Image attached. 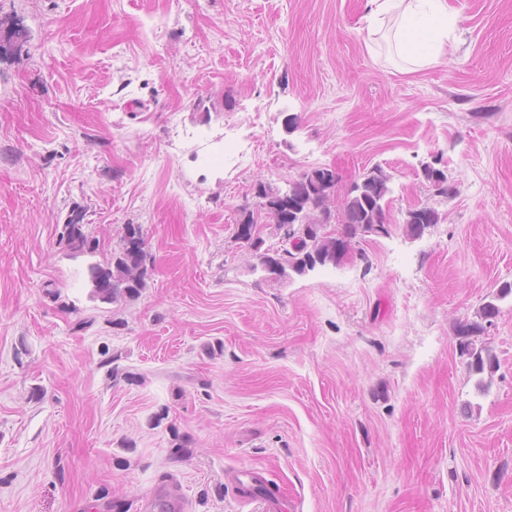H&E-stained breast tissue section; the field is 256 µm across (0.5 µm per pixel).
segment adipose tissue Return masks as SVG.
Returning <instances> with one entry per match:
<instances>
[{
	"label": "adipose tissue",
	"mask_w": 512,
	"mask_h": 512,
	"mask_svg": "<svg viewBox=\"0 0 512 512\" xmlns=\"http://www.w3.org/2000/svg\"><path fill=\"white\" fill-rule=\"evenodd\" d=\"M369 3L374 22L396 17L392 37L396 49H404L406 39L417 36L424 39L426 50L416 55V63L425 66L438 62L456 23V12L447 0H369Z\"/></svg>",
	"instance_id": "1"
}]
</instances>
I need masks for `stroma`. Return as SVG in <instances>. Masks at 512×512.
I'll return each instance as SVG.
<instances>
[{
	"label": "stroma",
	"mask_w": 512,
	"mask_h": 512,
	"mask_svg": "<svg viewBox=\"0 0 512 512\" xmlns=\"http://www.w3.org/2000/svg\"><path fill=\"white\" fill-rule=\"evenodd\" d=\"M448 3L413 71L367 0H0L25 29L0 57V512H145L174 481L184 512H242L243 469L294 512H512V0ZM377 164L390 233L340 265L274 279L235 240L257 181ZM128 224L146 286L108 304L88 267ZM492 299L480 392L455 330ZM422 207L418 213H415V208L407 211L403 226L410 236L420 237L426 229L440 223L441 216L434 207L428 205ZM82 220L83 218H76L64 224V231L60 238L65 241L70 250L79 253H94L98 249V242L84 234Z\"/></svg>",
	"instance_id": "obj_1"
}]
</instances>
